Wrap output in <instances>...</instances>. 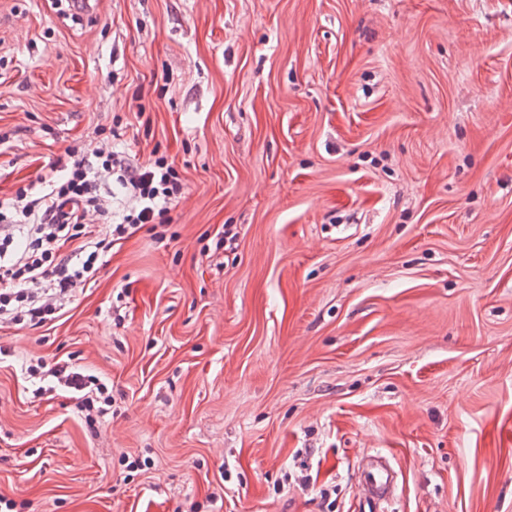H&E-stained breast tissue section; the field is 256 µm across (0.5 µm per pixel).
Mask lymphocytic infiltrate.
Returning <instances> with one entry per match:
<instances>
[{"instance_id":"obj_1","label":"lymphocytic infiltrate","mask_w":512,"mask_h":512,"mask_svg":"<svg viewBox=\"0 0 512 512\" xmlns=\"http://www.w3.org/2000/svg\"><path fill=\"white\" fill-rule=\"evenodd\" d=\"M102 165L113 171L128 195L129 207L120 223H87L89 210L100 209L101 203L79 160L43 196L31 200L18 194L15 209L28 221L27 244L18 252L12 235L0 238V323L38 327L52 321L77 286L95 278L105 249L145 225L162 224L183 193L176 170L164 159L129 164L111 151ZM28 373L63 380L79 392V405L86 411L105 414L112 401L97 377L68 372L66 366H50L39 358Z\"/></svg>"}]
</instances>
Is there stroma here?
Segmentation results:
<instances>
[{
  "instance_id": "1",
  "label": "stroma",
  "mask_w": 512,
  "mask_h": 512,
  "mask_svg": "<svg viewBox=\"0 0 512 512\" xmlns=\"http://www.w3.org/2000/svg\"><path fill=\"white\" fill-rule=\"evenodd\" d=\"M103 143L185 195L0 326L16 512H356L372 450L391 512H512V0H0V202L75 146L122 212ZM47 367L48 363L44 359L38 358L34 363L31 362L27 371L29 376L33 378H41L44 373H50L48 375L56 377L59 380H63L67 387L83 393L78 398V405L81 408H84L85 411H89L87 416H90V412L94 411L96 403H101L104 406H110L109 403L112 402V395H110L108 387L104 383H101L97 377L92 375H83L78 372H72L65 375L68 366L59 365V363H56L45 371L44 369Z\"/></svg>"
}]
</instances>
